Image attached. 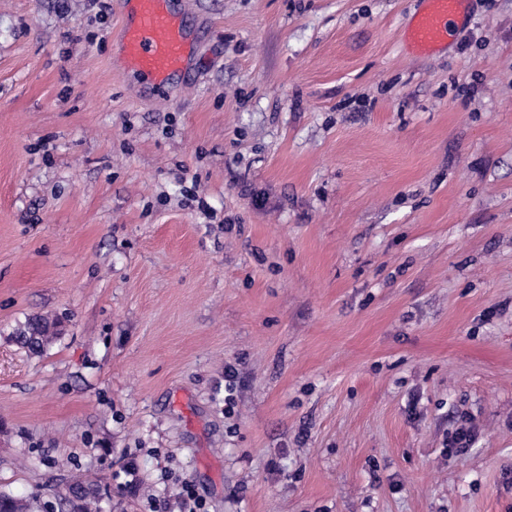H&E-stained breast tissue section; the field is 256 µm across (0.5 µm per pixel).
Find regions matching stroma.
Returning a JSON list of instances; mask_svg holds the SVG:
<instances>
[{
	"instance_id": "obj_1",
	"label": "stroma",
	"mask_w": 512,
	"mask_h": 512,
	"mask_svg": "<svg viewBox=\"0 0 512 512\" xmlns=\"http://www.w3.org/2000/svg\"><path fill=\"white\" fill-rule=\"evenodd\" d=\"M175 7L158 89L121 0H0V491L512 512V0L429 56L421 0ZM121 17L126 69L141 82L164 87L184 71L189 33L173 0H126ZM61 322L49 316H38L28 321L15 333V340L34 353H41L61 334Z\"/></svg>"
}]
</instances>
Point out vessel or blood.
<instances>
[{"instance_id":"obj_1","label":"vessel or blood","mask_w":512,"mask_h":512,"mask_svg":"<svg viewBox=\"0 0 512 512\" xmlns=\"http://www.w3.org/2000/svg\"><path fill=\"white\" fill-rule=\"evenodd\" d=\"M470 0H423L409 29L411 46L428 54L447 44L463 25ZM126 68L140 81L167 85L184 71L189 33L173 0H127L121 18Z\"/></svg>"}]
</instances>
